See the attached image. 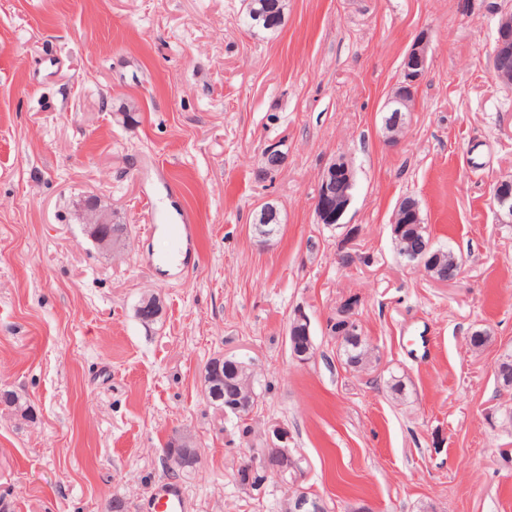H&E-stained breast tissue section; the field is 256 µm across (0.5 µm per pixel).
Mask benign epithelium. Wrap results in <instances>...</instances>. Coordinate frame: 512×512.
<instances>
[{"mask_svg": "<svg viewBox=\"0 0 512 512\" xmlns=\"http://www.w3.org/2000/svg\"><path fill=\"white\" fill-rule=\"evenodd\" d=\"M430 70L429 45L425 34L415 37L410 48L404 54L400 64V81L385 102V111L394 113L397 122L407 120L413 111L410 96L414 95V88L418 87L428 76ZM492 77L498 83L508 85L509 75L512 74V15L504 14L498 23L494 48L491 55ZM285 162V156L276 146L271 145L265 152L266 170L276 171ZM347 178L353 182L354 172L351 164L343 157L333 159L322 172L315 200V212L318 223L338 224L350 205L352 196L348 193L336 194V178ZM493 205L498 216L505 223L512 222V180L504 178L498 180L492 192ZM82 224L87 236L103 251L110 253L121 244V239L99 232L102 225L112 224V212L103 207L96 197L88 198L80 209ZM434 248L432 240L421 241L415 252L411 253L407 261L416 268L423 270L428 264L429 252ZM360 302L345 298L336 308V314L326 325L331 330L335 323L343 324L340 336L341 341L345 335H356L360 330L358 309ZM139 320L145 324L154 322L161 314L158 300H144L136 308ZM311 335V322L302 309L295 311L288 327V339L291 355L300 364L309 362L314 355L312 349L296 348L295 336ZM291 436L288 429L277 422H271L266 427L265 447L256 449L250 455L252 462L246 474L252 477L256 474L257 461H263V473L255 483V489L262 491L271 478L284 480L286 474H291L289 481L287 512H325L326 505L323 500L300 485L302 471H293L297 462L296 455L290 448ZM274 454L283 462L281 466L266 464L267 456Z\"/></svg>", "mask_w": 512, "mask_h": 512, "instance_id": "7a95c632", "label": "benign epithelium"}]
</instances>
